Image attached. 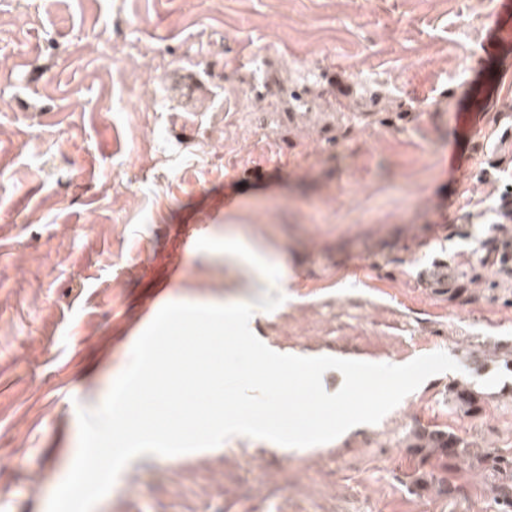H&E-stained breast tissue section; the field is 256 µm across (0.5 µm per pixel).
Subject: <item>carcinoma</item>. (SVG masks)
Wrapping results in <instances>:
<instances>
[{
  "label": "carcinoma",
  "instance_id": "obj_1",
  "mask_svg": "<svg viewBox=\"0 0 512 512\" xmlns=\"http://www.w3.org/2000/svg\"><path fill=\"white\" fill-rule=\"evenodd\" d=\"M456 410L470 414L479 409L485 393L471 385L457 384L449 389ZM417 448H431L439 461V473H429L420 481V489L431 486L451 493L453 484L448 472L477 467L493 477L490 492L498 512H512V452L509 450L473 451V444L443 429H429L415 435Z\"/></svg>",
  "mask_w": 512,
  "mask_h": 512
}]
</instances>
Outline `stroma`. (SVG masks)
Segmentation results:
<instances>
[{
	"instance_id": "1",
	"label": "stroma",
	"mask_w": 512,
	"mask_h": 512,
	"mask_svg": "<svg viewBox=\"0 0 512 512\" xmlns=\"http://www.w3.org/2000/svg\"><path fill=\"white\" fill-rule=\"evenodd\" d=\"M491 0H0V512H47L79 409L109 393L156 290L169 302H284L250 324L303 352L401 364L443 351L379 423L328 449H220L138 460L94 512H497L490 479L451 473L415 431L512 449V142L490 136L450 182L448 143L483 63ZM207 85L175 91L183 68ZM303 95L295 102L292 92ZM345 111H337V103ZM271 183L225 204L251 164ZM447 198V223L436 213ZM202 228L165 288L184 225ZM262 244L243 269L224 245ZM448 258V287L419 267ZM359 274H352V267ZM250 287H241V280ZM487 392L475 415L449 389Z\"/></svg>"
}]
</instances>
